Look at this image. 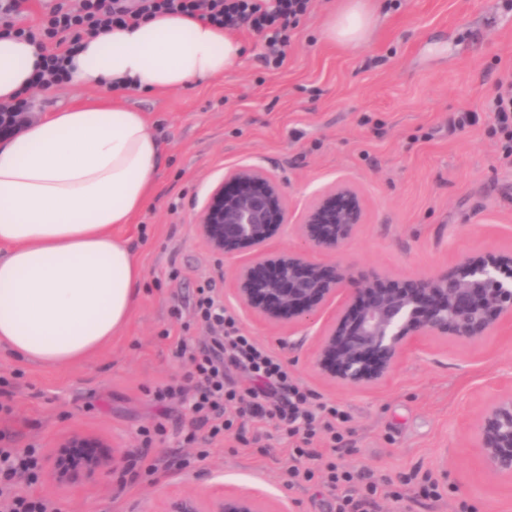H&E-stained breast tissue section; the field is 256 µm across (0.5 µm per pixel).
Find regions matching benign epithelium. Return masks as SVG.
<instances>
[{"mask_svg":"<svg viewBox=\"0 0 512 512\" xmlns=\"http://www.w3.org/2000/svg\"><path fill=\"white\" fill-rule=\"evenodd\" d=\"M363 209L346 183L309 206L297 231L302 251L272 246L273 228L288 223L281 184L250 165L224 175L196 215L195 230L206 250L232 257L248 250L252 260L234 267L237 303L270 324L303 328L338 302L334 320L323 326L314 366L350 387L379 384L401 356L423 338L438 336L477 345L512 329V251L484 249L459 257L451 270L391 279L364 274L323 256L343 251L363 223ZM480 461L490 473L512 480V380L486 404L471 427ZM122 456L104 439L74 430L43 457L48 477L67 487L112 472ZM161 512H270L255 491L207 494L197 489L168 496Z\"/></svg>","mask_w":512,"mask_h":512,"instance_id":"obj_1","label":"benign epithelium"}]
</instances>
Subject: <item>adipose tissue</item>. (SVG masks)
<instances>
[{
	"mask_svg": "<svg viewBox=\"0 0 512 512\" xmlns=\"http://www.w3.org/2000/svg\"><path fill=\"white\" fill-rule=\"evenodd\" d=\"M244 55L223 29L166 14L86 37L69 83L165 92ZM36 60L25 40L0 39V102L28 91ZM160 154L144 113L108 101L60 108L0 144V350L65 366L125 325L143 271L112 230L145 205Z\"/></svg>",
	"mask_w": 512,
	"mask_h": 512,
	"instance_id": "ef3b65f1",
	"label": "adipose tissue"
}]
</instances>
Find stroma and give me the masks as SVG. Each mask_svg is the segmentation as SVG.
<instances>
[{
    "instance_id": "stroma-1",
    "label": "stroma",
    "mask_w": 512,
    "mask_h": 512,
    "mask_svg": "<svg viewBox=\"0 0 512 512\" xmlns=\"http://www.w3.org/2000/svg\"><path fill=\"white\" fill-rule=\"evenodd\" d=\"M346 0H312L283 66L264 60L261 38L233 29L246 54L212 81L164 93H121L115 102L144 112L164 151L155 190L131 223L118 225L144 272L138 301L121 331L98 352L64 367L0 354V430L16 448L46 452L75 429L124 452L117 471L64 490L39 474L31 490L57 512H161L166 495L197 488L212 494L258 489L270 512H336L325 479L288 486V441L271 422H245L224 438L191 428L187 402L168 405L165 435L140 434L157 417L154 391L183 378L179 341L195 344L209 329L181 309L197 288L233 312L243 333L275 353L316 401L346 409L343 441L313 446L317 468L343 465L382 482H401L400 504L378 498L370 512H512V481L483 470L469 426L512 379V331L471 346L428 337L401 359L382 385L348 387L312 365L320 323L296 330L271 325L232 294L235 261L207 252L194 216L212 188L241 165L281 183L289 223L272 244L303 249L295 225L336 183L353 187L365 222L341 253L364 272L393 278L454 266L467 252L512 249V163L486 110L512 76V0H368L377 19L355 44L325 38ZM94 88L61 84L26 93L32 119L97 99ZM474 124L459 129L458 113ZM204 461H196L199 450ZM163 463L136 475L139 457ZM439 480L441 496H419L418 478Z\"/></svg>"
}]
</instances>
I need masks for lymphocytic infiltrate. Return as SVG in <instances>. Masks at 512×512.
<instances>
[{
  "label": "lymphocytic infiltrate",
  "instance_id": "f902f5d3",
  "mask_svg": "<svg viewBox=\"0 0 512 512\" xmlns=\"http://www.w3.org/2000/svg\"><path fill=\"white\" fill-rule=\"evenodd\" d=\"M311 0H146L139 9L129 10L106 4L105 0H57L47 19L40 25L18 27L12 22L22 0H0V38H21L38 51L41 66L34 85L51 87L65 83L68 63L84 37L102 29H112L138 22L147 17L180 13L201 18L223 27H250L265 41L267 58L273 66H281L290 33L304 15ZM187 307L193 316L215 323L221 335L192 346L180 343L179 353L186 356L190 370L182 382L157 390L155 399L166 404L177 397L191 401V411L198 426L208 428L210 438L223 436L230 428L224 417V406L235 403L239 417L253 421L274 422L293 440L288 469L289 484L312 481L316 475L309 460L316 454L311 444L324 435L329 445L341 443L340 426L350 415L335 404L311 405L308 392L295 384L282 362L252 337L241 333L234 315L217 307L211 289H198ZM240 368L254 377L252 386L240 388L230 378V368ZM38 458L34 449L0 448V512H56L45 499L33 497L24 482L37 478ZM332 488L342 489L336 512H364L379 491H386L393 501L403 495L397 489H382L377 481L364 479L356 483L352 471L330 470Z\"/></svg>",
  "mask_w": 512,
  "mask_h": 512
}]
</instances>
